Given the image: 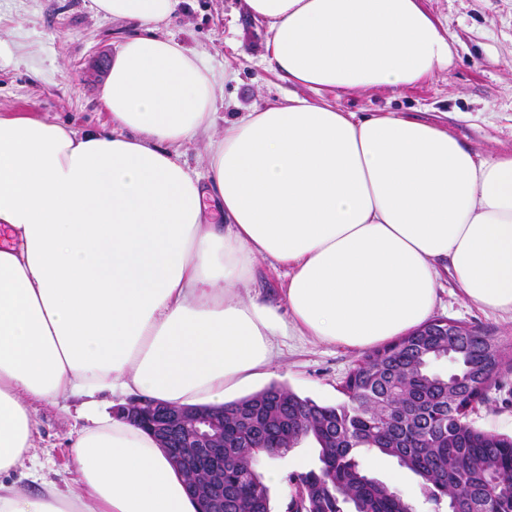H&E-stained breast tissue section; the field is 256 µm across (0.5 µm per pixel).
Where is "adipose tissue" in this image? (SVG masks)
Masks as SVG:
<instances>
[{
    "label": "adipose tissue",
    "mask_w": 512,
    "mask_h": 512,
    "mask_svg": "<svg viewBox=\"0 0 512 512\" xmlns=\"http://www.w3.org/2000/svg\"><path fill=\"white\" fill-rule=\"evenodd\" d=\"M178 0H92L139 23L112 60V125L0 115V512H197L155 437L112 411L134 395L220 407L269 374L296 332L357 354L426 322L448 267L512 313V153L479 157L398 112L297 96L214 131L217 77L159 35ZM270 68L315 92L405 89L447 70L448 25L423 0H247ZM210 133L208 181L180 147ZM224 214L207 223L203 199ZM283 308L242 299L258 260ZM80 397L78 491L15 479L34 406Z\"/></svg>",
    "instance_id": "ef3b65f1"
}]
</instances>
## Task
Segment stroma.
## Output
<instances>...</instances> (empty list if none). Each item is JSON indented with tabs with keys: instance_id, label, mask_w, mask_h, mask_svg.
I'll list each match as a JSON object with an SVG mask.
<instances>
[{
	"instance_id": "obj_1",
	"label": "stroma",
	"mask_w": 512,
	"mask_h": 512,
	"mask_svg": "<svg viewBox=\"0 0 512 512\" xmlns=\"http://www.w3.org/2000/svg\"><path fill=\"white\" fill-rule=\"evenodd\" d=\"M91 0H0V43L15 52L0 65V114L31 112L76 130L109 126L101 102L113 56L125 37L138 34L136 24L95 14ZM429 10L447 21L453 59L447 71L407 89L382 87L325 99L347 112H401L410 118L448 128L473 152L488 157L512 152V0H425ZM161 35L175 37L202 53L223 81L217 87L218 112L263 108L295 94L317 100V93L294 85L262 64L269 38L246 0H180ZM286 271L258 261L241 297L256 296L278 306ZM435 316L476 326L512 349V314L491 312L469 302L450 271L439 272ZM277 359L267 378L245 387L253 394L276 383L322 404L342 401L340 385L357 361L356 354L309 337L278 340ZM33 464L40 477L59 487L75 485L70 467V435L75 411L39 403ZM478 429L512 435V371L500 375L484 403L469 415ZM313 443L302 442L275 462L259 460L258 470L275 465L281 480L270 486L272 512H287L295 488L291 474L312 467Z\"/></svg>"
}]
</instances>
